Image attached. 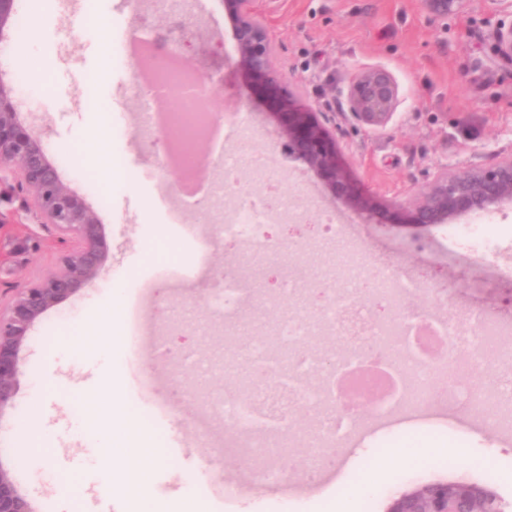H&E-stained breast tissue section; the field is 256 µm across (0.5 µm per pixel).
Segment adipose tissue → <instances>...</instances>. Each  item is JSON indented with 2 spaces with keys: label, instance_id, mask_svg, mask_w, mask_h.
<instances>
[{
  "label": "adipose tissue",
  "instance_id": "obj_1",
  "mask_svg": "<svg viewBox=\"0 0 512 512\" xmlns=\"http://www.w3.org/2000/svg\"><path fill=\"white\" fill-rule=\"evenodd\" d=\"M125 298L121 289H113L101 304L93 327L82 328L67 344L70 352L109 357L112 351V326L123 316ZM126 385L121 376L107 373L86 391L84 399L90 409H109L111 419L95 418L92 432L104 442L99 461L100 473H111L112 479L127 491L126 512H198L190 500L176 506L155 499L147 488V479L156 462L153 434L139 426L124 406Z\"/></svg>",
  "mask_w": 512,
  "mask_h": 512
}]
</instances>
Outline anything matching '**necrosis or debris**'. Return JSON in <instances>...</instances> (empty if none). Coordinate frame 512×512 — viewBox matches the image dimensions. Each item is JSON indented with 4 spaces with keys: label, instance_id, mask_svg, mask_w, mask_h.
Masks as SVG:
<instances>
[{
    "label": "necrosis or debris",
    "instance_id": "necrosis-or-debris-1",
    "mask_svg": "<svg viewBox=\"0 0 512 512\" xmlns=\"http://www.w3.org/2000/svg\"><path fill=\"white\" fill-rule=\"evenodd\" d=\"M190 72L176 61L153 69L148 84L159 94L181 100L182 108L165 113L161 123L166 142L179 148L178 163L195 178L196 143L208 136L209 112L188 91ZM300 197H281L271 209L266 196L251 197L225 210L224 221L209 225V233L243 245L250 254L264 255L274 245L267 226L274 215L301 209ZM377 302L393 304L415 295L420 283L413 277L393 276L389 266L374 270ZM339 288L313 316L296 313L304 293L306 271L289 266L281 276L279 297L290 310L281 314L240 350L239 359L261 370L248 390L215 389L210 393L214 415L235 424L242 440L228 439V448L241 446L257 457H273L285 434L300 430L294 407L314 420L310 449L324 454L355 439L362 428L358 403L373 401L372 420L384 426L396 416L411 415L420 405L474 413L481 396L493 392L512 411V342L499 339L496 349L487 341L497 329L484 316L474 315L451 324L426 308L400 318L379 321L362 301L360 267L337 275ZM218 316L231 321L257 305L243 275L227 269L212 290ZM379 352H369V345Z\"/></svg>",
    "mask_w": 512,
    "mask_h": 512
}]
</instances>
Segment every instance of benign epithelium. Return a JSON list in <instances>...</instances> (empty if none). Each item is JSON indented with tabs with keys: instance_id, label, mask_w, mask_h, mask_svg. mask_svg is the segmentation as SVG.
Masks as SVG:
<instances>
[{
	"instance_id": "7a95c632",
	"label": "benign epithelium",
	"mask_w": 512,
	"mask_h": 512,
	"mask_svg": "<svg viewBox=\"0 0 512 512\" xmlns=\"http://www.w3.org/2000/svg\"><path fill=\"white\" fill-rule=\"evenodd\" d=\"M470 0H422L427 20L443 25L468 9ZM232 23L237 64L263 87L277 108V134L290 158L303 161L325 190L360 215L381 214L387 222L419 226L452 224L459 217L512 201V150L490 167L437 169L424 189L406 203L377 209L374 197L357 190L336 140L286 89L274 63V46L266 25L255 15L253 0H223ZM498 55L512 61V24L496 26ZM344 96L358 122L382 129L392 122L399 88L383 67L358 70ZM8 170L18 188L37 202L41 223L54 231L63 247L59 265L39 274L0 303V414L13 406L20 352L32 327L57 304L101 278L108 247L97 213L61 177L43 139L21 120L13 91L0 80V171ZM0 512H35L9 469L0 464ZM385 512H508V505L486 485L459 481L418 482L388 498Z\"/></svg>"
}]
</instances>
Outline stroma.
<instances>
[{
    "label": "stroma",
    "mask_w": 512,
    "mask_h": 512,
    "mask_svg": "<svg viewBox=\"0 0 512 512\" xmlns=\"http://www.w3.org/2000/svg\"><path fill=\"white\" fill-rule=\"evenodd\" d=\"M275 46V64L299 101L316 112L336 138L360 191L381 206L410 200L441 166L489 167L512 148V62L494 48L493 30L504 22L494 0H471L447 27L428 23L421 0H254ZM14 12L27 32H7L0 43V78L14 87L27 126L41 135L51 157L59 158L64 180L96 211L108 253L106 275L63 300L37 323L20 355L15 406L0 414V462L12 468L35 512H106L90 449L78 420L87 407L83 393L97 374L86 356L66 344L80 325L89 324L111 289L132 292L151 277L157 264H174L177 277L161 297H141L139 337L127 324L114 330L126 367L139 347L138 368L154 379L158 395L181 391L183 398L152 426L160 462L152 475L154 497L172 502L193 498L200 512H383L389 496L412 483L466 481L490 486L512 504V436L496 427L499 406L487 400L486 421L433 410L424 426L396 424L384 436L364 432L346 445L321 484L304 475L255 486L245 482L242 457L224 449L234 426L212 419L208 391L242 385L245 367L216 373L199 382L174 365L157 346L186 337L190 354L218 356L229 341H246L266 323L257 311L243 312L226 332L192 333L185 318L215 321L211 287L227 265L251 272V284L274 300L273 269L302 259L311 274L308 286L321 289L319 274L340 268L350 257L365 267L379 263L421 281L416 305L431 308L454 323L470 310L512 327V202L493 208L486 225V248L475 249L444 225L392 226L366 220L332 197L299 160L281 165L273 107L237 66L231 23L222 0H191L188 11L167 9L160 0H16ZM153 32L166 51L178 54L206 77L201 105L233 118L245 113L244 132L264 168L243 166L230 187L241 198L270 184L304 200L301 222L271 224L280 250L255 263L242 249H227L207 238L215 217L181 203L184 171L159 167L155 154L162 133L140 123L141 66L121 51L114 37L127 28ZM386 68L399 85L393 121L382 130L355 122L341 90L355 71ZM335 214L346 228L341 240L325 242L303 232L317 225L321 212ZM60 246L40 224L34 199L12 178L0 179V295L10 296L41 272L55 268ZM44 394L33 403L35 380ZM34 408L39 436L29 454L35 468L19 463L13 430L20 414ZM208 431L204 445L200 431ZM387 459L384 475L369 479L372 463ZM223 469L216 479L215 469ZM241 483L225 498V481Z\"/></svg>",
    "instance_id": "1"
}]
</instances>
